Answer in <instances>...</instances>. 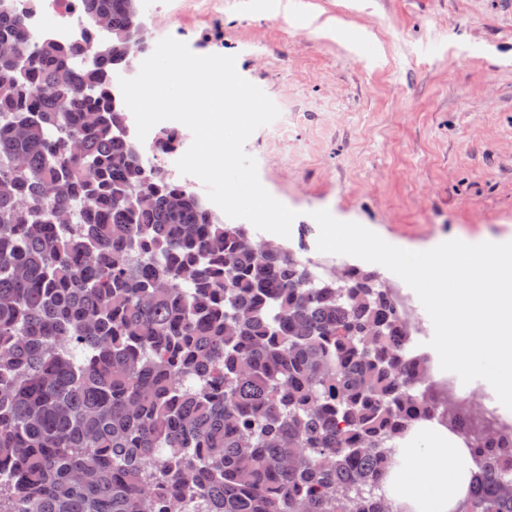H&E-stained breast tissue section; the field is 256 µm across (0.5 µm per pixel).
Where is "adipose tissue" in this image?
Instances as JSON below:
<instances>
[{
    "label": "adipose tissue",
    "instance_id": "1",
    "mask_svg": "<svg viewBox=\"0 0 512 512\" xmlns=\"http://www.w3.org/2000/svg\"><path fill=\"white\" fill-rule=\"evenodd\" d=\"M420 447L411 449L407 466L394 473L398 504L416 512H451L466 495L472 459L444 426L419 430Z\"/></svg>",
    "mask_w": 512,
    "mask_h": 512
}]
</instances>
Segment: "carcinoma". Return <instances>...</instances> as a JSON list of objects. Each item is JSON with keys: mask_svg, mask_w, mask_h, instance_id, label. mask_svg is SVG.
I'll list each match as a JSON object with an SVG mask.
<instances>
[{"mask_svg": "<svg viewBox=\"0 0 512 512\" xmlns=\"http://www.w3.org/2000/svg\"><path fill=\"white\" fill-rule=\"evenodd\" d=\"M81 6L111 40L75 66L0 3V512H398L378 463L435 407L389 292L133 161L130 0ZM469 451L458 512H512V431Z\"/></svg>", "mask_w": 512, "mask_h": 512, "instance_id": "carcinoma-1", "label": "carcinoma"}]
</instances>
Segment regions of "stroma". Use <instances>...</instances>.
Listing matches in <instances>:
<instances>
[{
    "label": "stroma",
    "mask_w": 512,
    "mask_h": 512,
    "mask_svg": "<svg viewBox=\"0 0 512 512\" xmlns=\"http://www.w3.org/2000/svg\"><path fill=\"white\" fill-rule=\"evenodd\" d=\"M140 5L154 40L235 56L278 107L244 150L297 217L262 239L319 259V209L411 251L512 239V0Z\"/></svg>",
    "instance_id": "1"
}]
</instances>
